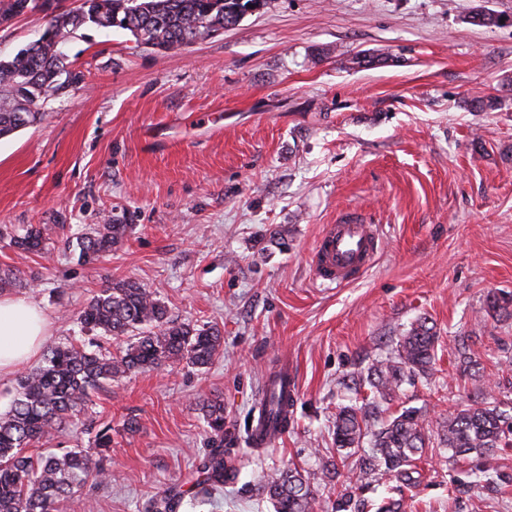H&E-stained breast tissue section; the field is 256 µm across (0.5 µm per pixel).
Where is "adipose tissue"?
I'll return each instance as SVG.
<instances>
[{"mask_svg": "<svg viewBox=\"0 0 512 512\" xmlns=\"http://www.w3.org/2000/svg\"><path fill=\"white\" fill-rule=\"evenodd\" d=\"M47 325L32 302L0 297V376L12 374L37 355Z\"/></svg>", "mask_w": 512, "mask_h": 512, "instance_id": "obj_1", "label": "adipose tissue"}]
</instances>
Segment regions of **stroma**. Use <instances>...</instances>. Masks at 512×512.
<instances>
[{
    "label": "stroma",
    "instance_id": "1",
    "mask_svg": "<svg viewBox=\"0 0 512 512\" xmlns=\"http://www.w3.org/2000/svg\"><path fill=\"white\" fill-rule=\"evenodd\" d=\"M500 25L471 24L476 10ZM42 13L0 27V56L35 39ZM382 62L355 64L369 52ZM67 53L83 79L42 106L40 123L0 138V270L35 278L11 294L49 321L45 345L81 337L77 313L110 281L133 279L171 318L218 327L224 355L113 380L85 413L112 428L110 478L67 512H146L151 497L199 475L208 434L198 401L224 398V437L243 441L267 374L287 365L298 397L288 435L245 461L236 484L186 512H274L257 491L291 466L310 477L317 512H512V480L481 481L438 433L478 383L512 415V0H268L224 32L156 53L129 32L85 29ZM488 95L494 110L472 109ZM349 210L384 244L365 277L325 286L309 265L324 225ZM122 242L92 264L72 241L103 222ZM40 226V253L10 234ZM440 337L427 374L405 373L372 419L420 411L432 437L406 488L376 470L348 476L340 406H361L367 376L395 359L421 318ZM466 337L476 363L454 359ZM135 431H127V423Z\"/></svg>",
    "mask_w": 512,
    "mask_h": 512
}]
</instances>
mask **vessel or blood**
I'll return each mask as SVG.
<instances>
[{
    "label": "vessel or blood",
    "instance_id": "vessel-or-blood-1",
    "mask_svg": "<svg viewBox=\"0 0 512 512\" xmlns=\"http://www.w3.org/2000/svg\"><path fill=\"white\" fill-rule=\"evenodd\" d=\"M382 250L378 225L352 217L324 225L309 262L325 285L354 283L373 266Z\"/></svg>",
    "mask_w": 512,
    "mask_h": 512
}]
</instances>
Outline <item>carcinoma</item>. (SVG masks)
I'll return each mask as SVG.
<instances>
[{
    "instance_id": "1",
    "label": "carcinoma",
    "mask_w": 512,
    "mask_h": 512,
    "mask_svg": "<svg viewBox=\"0 0 512 512\" xmlns=\"http://www.w3.org/2000/svg\"><path fill=\"white\" fill-rule=\"evenodd\" d=\"M27 0H0V19L22 14ZM48 25L37 39L9 59L0 60V137L32 125L43 117L40 103L63 83L83 75L64 71L69 39L87 28H118L131 33L146 48L183 50L208 32H220L238 23L251 7L266 0H83L77 10L51 7ZM127 231L125 224H96L77 238L79 260L93 263L112 252ZM24 252L43 249L39 228L29 226L12 237ZM82 328L102 337L125 336L126 347L112 354L101 345L70 342L48 348L41 363L18 381L10 409L0 414V512H62L65 504L89 481L108 475L103 461L112 448V427L90 428L91 446L34 456L28 449L49 442L66 422L78 419L91 397L105 384L126 374L166 363L186 362L207 368L224 353V336L214 327H196L169 318L164 303L135 280L111 282L99 289L78 313ZM434 327L420 321L402 338L396 360L376 366L368 380L373 397L392 395L404 372L426 373L437 356ZM492 387L475 388L472 404L448 413L440 441L456 457L478 460L476 470L487 479L509 482L498 471L499 449L512 445V417L487 405ZM207 425L209 452L200 472L203 479L184 489L168 487L146 506L147 512H181L185 506L206 503L224 485L237 481L241 449L224 448V399L198 403ZM261 413L288 428L283 401L263 398ZM336 444L358 448L370 438L371 465L382 468L407 485L419 482L417 461L430 438L419 410L403 408L378 428L371 427L365 408H339L335 420ZM260 489L275 512H315L316 498L309 477L298 468L263 476Z\"/></svg>"
}]
</instances>
